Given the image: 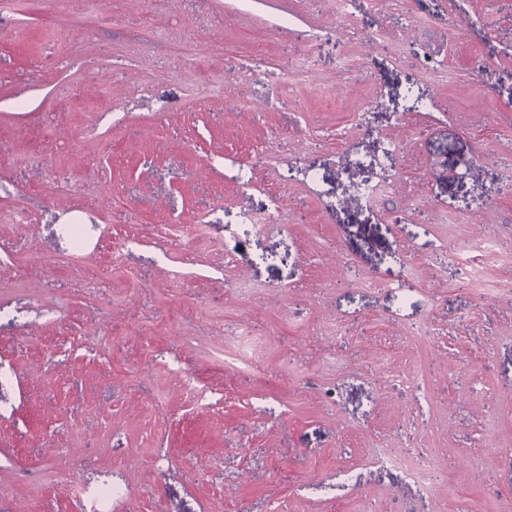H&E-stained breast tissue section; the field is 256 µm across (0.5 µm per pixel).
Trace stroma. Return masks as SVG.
I'll return each instance as SVG.
<instances>
[{
	"label": "stroma",
	"instance_id": "stroma-1",
	"mask_svg": "<svg viewBox=\"0 0 512 512\" xmlns=\"http://www.w3.org/2000/svg\"><path fill=\"white\" fill-rule=\"evenodd\" d=\"M511 103L512 0H0V512H500Z\"/></svg>",
	"mask_w": 512,
	"mask_h": 512
}]
</instances>
